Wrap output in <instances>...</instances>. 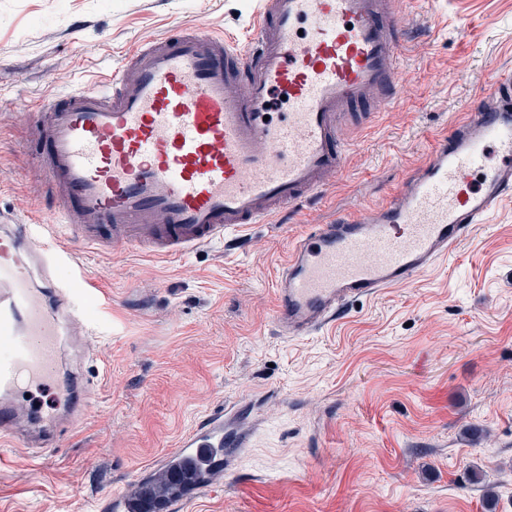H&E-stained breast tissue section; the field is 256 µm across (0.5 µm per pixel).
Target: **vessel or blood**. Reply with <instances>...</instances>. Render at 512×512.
<instances>
[{
    "instance_id": "1",
    "label": "vessel or blood",
    "mask_w": 512,
    "mask_h": 512,
    "mask_svg": "<svg viewBox=\"0 0 512 512\" xmlns=\"http://www.w3.org/2000/svg\"><path fill=\"white\" fill-rule=\"evenodd\" d=\"M395 0H259L245 47L186 31L147 40L96 90L34 101L38 168L54 213L88 246L134 244L176 258L265 224L338 175L353 104L400 91ZM512 195V74L433 140L402 191L359 215L315 225L276 280L280 335H309L351 302L412 282L446 259ZM48 246L0 211V442L50 448L58 418L23 412L52 387L79 310L50 277ZM242 439L208 413L177 445L189 470Z\"/></svg>"
}]
</instances>
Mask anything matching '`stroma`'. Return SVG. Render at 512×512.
Returning a JSON list of instances; mask_svg holds the SVG:
<instances>
[{"mask_svg": "<svg viewBox=\"0 0 512 512\" xmlns=\"http://www.w3.org/2000/svg\"><path fill=\"white\" fill-rule=\"evenodd\" d=\"M256 0H0V209L71 251L59 283L97 276L60 384L87 379L86 419L58 446L0 445V512H110L205 413L246 447L176 512H512V198L413 282L350 305L299 338L274 320V270L318 224L386 203L434 135L512 73V0H398L396 102L355 105L345 171L276 224H250L169 261L84 247L45 224L30 100L99 88L150 38L244 42ZM487 438L472 442L469 428Z\"/></svg>", "mask_w": 512, "mask_h": 512, "instance_id": "35a3bbf8", "label": "stroma"}]
</instances>
